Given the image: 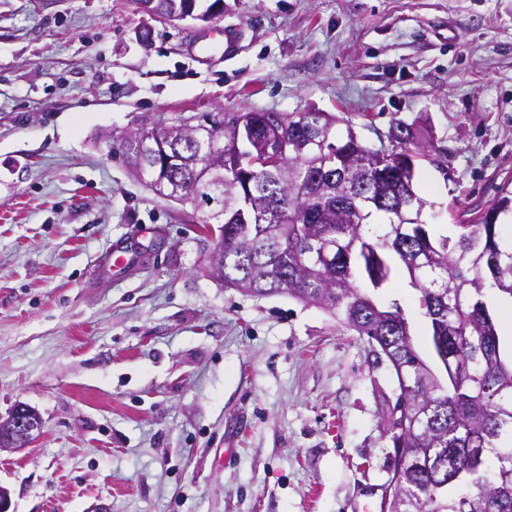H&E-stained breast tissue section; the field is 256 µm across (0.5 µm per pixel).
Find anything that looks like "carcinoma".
Here are the masks:
<instances>
[{
	"label": "carcinoma",
	"mask_w": 512,
	"mask_h": 512,
	"mask_svg": "<svg viewBox=\"0 0 512 512\" xmlns=\"http://www.w3.org/2000/svg\"><path fill=\"white\" fill-rule=\"evenodd\" d=\"M280 116L287 143L323 128L331 140L312 143L307 159L288 153L274 167L256 151L260 126L224 151L221 169L200 165L211 150L209 133L172 149L181 162L165 177L191 186L179 203L205 213L202 223L219 225L214 259L224 285L316 305L378 346L402 391L393 445L409 459L394 512H512V359L484 301L488 289L512 298V242L499 222L512 214V195L460 221L456 237H435L414 181L416 159L436 165L441 148L419 145L401 124L388 143L370 147L350 129L341 135L337 118L325 112ZM121 148L131 169L151 179V155L141 143L126 139ZM396 262L420 293L437 360L464 365L445 385L427 377L400 305L368 292L386 287ZM490 459L493 493L483 486L450 493Z\"/></svg>",
	"instance_id": "cac0c4a2"
}]
</instances>
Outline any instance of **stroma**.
<instances>
[{
    "label": "stroma",
    "mask_w": 512,
    "mask_h": 512,
    "mask_svg": "<svg viewBox=\"0 0 512 512\" xmlns=\"http://www.w3.org/2000/svg\"><path fill=\"white\" fill-rule=\"evenodd\" d=\"M216 108L326 112L373 147L409 125L443 150L415 190L454 235L512 191V0H224L207 24L0 0V418L42 421L0 452L9 512H375L385 356L315 305L224 287L201 213L97 141ZM116 249L131 264L102 268ZM377 297L440 371L406 277ZM9 422V435L0 436L1 451H20L19 442L33 441L40 433L41 419L31 408L17 407L7 420ZM16 440V441H15Z\"/></svg>",
    "instance_id": "stroma-1"
}]
</instances>
